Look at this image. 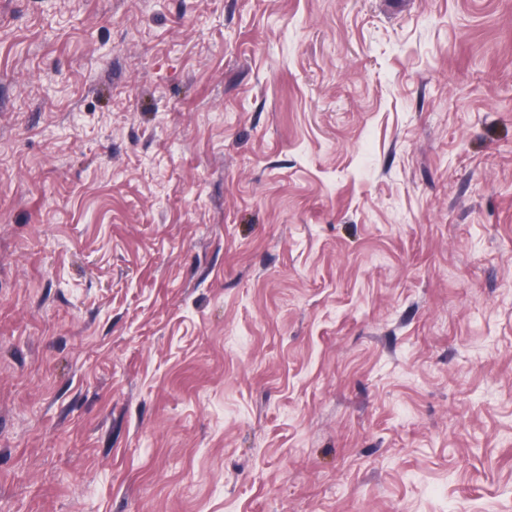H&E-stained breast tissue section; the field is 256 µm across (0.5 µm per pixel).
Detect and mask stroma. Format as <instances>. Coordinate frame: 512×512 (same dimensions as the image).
Wrapping results in <instances>:
<instances>
[{"mask_svg": "<svg viewBox=\"0 0 512 512\" xmlns=\"http://www.w3.org/2000/svg\"><path fill=\"white\" fill-rule=\"evenodd\" d=\"M0 512H512V0H0Z\"/></svg>", "mask_w": 512, "mask_h": 512, "instance_id": "stroma-1", "label": "stroma"}]
</instances>
